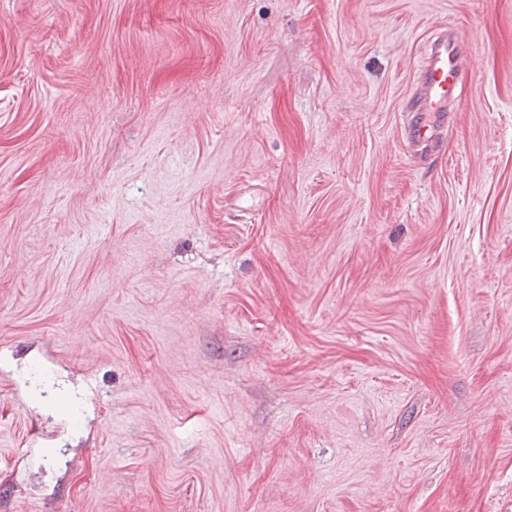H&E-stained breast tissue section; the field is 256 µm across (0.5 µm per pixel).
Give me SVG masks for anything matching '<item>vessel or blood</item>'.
<instances>
[{
	"label": "vessel or blood",
	"mask_w": 512,
	"mask_h": 512,
	"mask_svg": "<svg viewBox=\"0 0 512 512\" xmlns=\"http://www.w3.org/2000/svg\"><path fill=\"white\" fill-rule=\"evenodd\" d=\"M464 57L465 45L454 30L440 29L429 42L417 86L405 105L410 114L406 134L412 145L424 144L429 134L447 129L448 107L466 86Z\"/></svg>",
	"instance_id": "b4317fda"
}]
</instances>
